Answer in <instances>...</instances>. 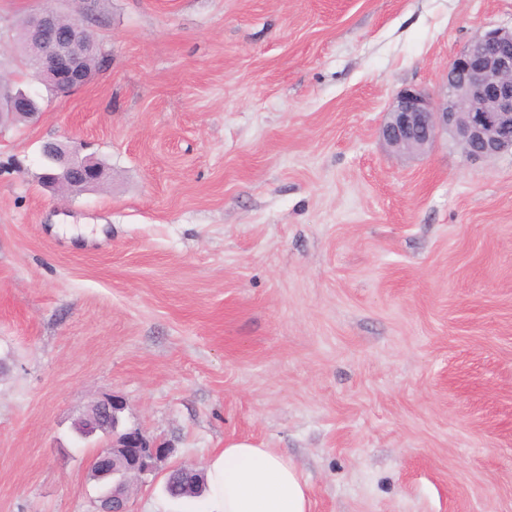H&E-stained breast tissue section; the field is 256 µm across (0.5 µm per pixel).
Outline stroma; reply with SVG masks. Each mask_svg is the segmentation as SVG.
Listing matches in <instances>:
<instances>
[{"label":"stroma","instance_id":"35a3bbf8","mask_svg":"<svg viewBox=\"0 0 512 512\" xmlns=\"http://www.w3.org/2000/svg\"><path fill=\"white\" fill-rule=\"evenodd\" d=\"M0 127V512H94L96 441L121 424L169 448L130 512L247 439L297 464L311 512H512V154L441 134L402 159L379 127L401 90L512 0H104L102 59ZM102 162L99 186L40 182L46 141Z\"/></svg>","mask_w":512,"mask_h":512}]
</instances>
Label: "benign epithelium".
I'll list each match as a JSON object with an SVG mask.
<instances>
[{
  "label": "benign epithelium",
  "mask_w": 512,
  "mask_h": 512,
  "mask_svg": "<svg viewBox=\"0 0 512 512\" xmlns=\"http://www.w3.org/2000/svg\"><path fill=\"white\" fill-rule=\"evenodd\" d=\"M99 0H76L73 16L45 9L26 19L27 56L35 76L58 94L84 86L93 76L86 65L98 50L86 22ZM32 97L0 81V125L28 108ZM443 131L451 132L469 160L489 159L512 151V28H496L471 41L448 65L445 91L431 95L421 89L400 91L380 126L383 142L398 154H423ZM82 146L49 142L42 153L47 162L44 180L72 191L97 183L104 169L81 156ZM122 402L107 398L98 403L79 427L80 436L107 435L97 453L112 466L93 472L109 477L95 512H128L129 480L155 472L169 449L150 440L138 428L119 429Z\"/></svg>",
  "instance_id": "1"
}]
</instances>
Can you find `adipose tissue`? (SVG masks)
<instances>
[{"mask_svg": "<svg viewBox=\"0 0 512 512\" xmlns=\"http://www.w3.org/2000/svg\"><path fill=\"white\" fill-rule=\"evenodd\" d=\"M217 512H310L308 485L288 457L247 440H230L205 472Z\"/></svg>", "mask_w": 512, "mask_h": 512, "instance_id": "obj_1", "label": "adipose tissue"}]
</instances>
